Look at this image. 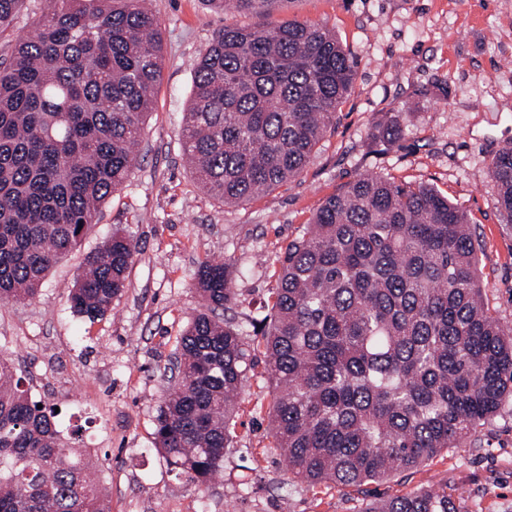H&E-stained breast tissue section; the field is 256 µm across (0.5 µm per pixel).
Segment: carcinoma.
Masks as SVG:
<instances>
[{
    "label": "carcinoma",
    "instance_id": "1",
    "mask_svg": "<svg viewBox=\"0 0 512 512\" xmlns=\"http://www.w3.org/2000/svg\"><path fill=\"white\" fill-rule=\"evenodd\" d=\"M24 0H0V31ZM270 11L280 0H204ZM159 21L144 0H44L34 34L0 64V299L32 300L80 246L98 206L130 177L162 79ZM355 64L325 27L226 26L194 66L183 154L215 199L242 203L297 176L354 89ZM512 224V148L488 165ZM136 244L121 231L86 259L74 312L104 316ZM261 339L213 316L234 299L205 262V310L175 348L181 379L156 417L155 447L200 486L224 470L232 420L262 351L268 419L288 483L361 486L411 470L512 407V327L485 306L464 212L429 184L363 174L329 197L278 258ZM42 408H37V405ZM90 465L60 439L0 352V512H103ZM367 512H460L445 488Z\"/></svg>",
    "mask_w": 512,
    "mask_h": 512
}]
</instances>
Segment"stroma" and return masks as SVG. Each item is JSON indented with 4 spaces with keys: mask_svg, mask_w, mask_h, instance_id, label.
I'll return each instance as SVG.
<instances>
[{
    "mask_svg": "<svg viewBox=\"0 0 512 512\" xmlns=\"http://www.w3.org/2000/svg\"><path fill=\"white\" fill-rule=\"evenodd\" d=\"M146 6L160 23L163 76L133 172L33 301H0V350L38 400L58 407L65 442L88 449L106 512H366L380 498L441 486L462 495L463 512H512L510 410L460 447L380 482L286 487L266 414L274 386L260 358L221 475L186 483L154 438L174 349L201 309L200 264L228 265L235 299L221 316L252 331L269 313L281 251L329 196L366 173L429 184L461 208L481 246L485 303L512 325V224L487 174L493 155L512 146V0H280L267 15L214 11L203 0ZM288 21L335 34L355 63V88L298 176L247 202L222 203L182 156L193 64L224 26ZM117 230L137 249L121 296L91 321L71 309L68 291Z\"/></svg>",
    "mask_w": 512,
    "mask_h": 512,
    "instance_id": "35a3bbf8",
    "label": "stroma"
}]
</instances>
